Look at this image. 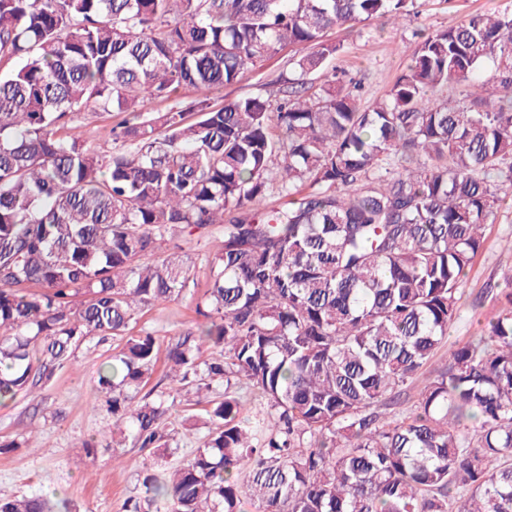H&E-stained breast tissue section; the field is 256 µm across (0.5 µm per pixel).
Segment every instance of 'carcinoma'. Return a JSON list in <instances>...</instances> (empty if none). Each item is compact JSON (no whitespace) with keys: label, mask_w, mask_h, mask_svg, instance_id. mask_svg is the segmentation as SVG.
I'll list each match as a JSON object with an SVG mask.
<instances>
[{"label":"carcinoma","mask_w":512,"mask_h":512,"mask_svg":"<svg viewBox=\"0 0 512 512\" xmlns=\"http://www.w3.org/2000/svg\"><path fill=\"white\" fill-rule=\"evenodd\" d=\"M416 2L0 0V62L20 61L0 74V405L79 345L124 340L99 386L148 452L126 512H239L244 495L256 512H512V269L497 317L399 410L512 187V10L424 35L382 103L334 78L211 103L286 47L299 75L322 72L340 50L327 30ZM448 85L468 103L437 99ZM90 106L133 114L105 154L75 125ZM210 226L205 324L171 344L173 387L143 395L156 337L129 330L195 286L172 234ZM207 342L221 351L201 362ZM184 391L210 428L165 476L151 458L178 450L164 424Z\"/></svg>","instance_id":"cac0c4a2"}]
</instances>
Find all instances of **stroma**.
Wrapping results in <instances>:
<instances>
[{
	"instance_id": "1",
	"label": "stroma",
	"mask_w": 512,
	"mask_h": 512,
	"mask_svg": "<svg viewBox=\"0 0 512 512\" xmlns=\"http://www.w3.org/2000/svg\"><path fill=\"white\" fill-rule=\"evenodd\" d=\"M512 0H418L417 13L400 24L382 18L355 28H334L329 40L340 50L329 66L337 76L353 79L361 86L363 104L387 98L397 78L406 68L421 37L431 31L454 25L474 13H492ZM294 75L290 50L244 71L231 85L212 95L216 106L230 100L262 96L278 99V91ZM120 114H107L91 108L81 114L78 124L87 147L103 152L111 146L110 130L120 122ZM512 240V202L503 203L494 224L485 232V245L462 284L468 300L460 317L448 329L449 345L476 335L482 325L497 316L499 304L492 288L502 283V272L512 267V251L503 244ZM174 243L195 264L196 286L191 294L149 307L141 314L138 328L152 331L157 338V362L148 382L150 389L166 388L163 379L168 346L175 334L196 327L200 318L197 301L210 285L208 257L222 245L217 230L202 237L175 233ZM116 340L85 344L75 352V364L55 372L44 389L35 395L20 394L7 405H0V439L22 441L31 436V446L0 454V497L37 492L62 500L61 512H125L129 497L139 493L138 462L142 453L132 441L118 447H100L95 458H88L84 441L112 437L116 430L111 416L97 411L102 399L98 372L116 347ZM193 393H186L172 410L179 451L160 459L159 469L180 462L202 444L206 433L205 412L195 405Z\"/></svg>"
}]
</instances>
